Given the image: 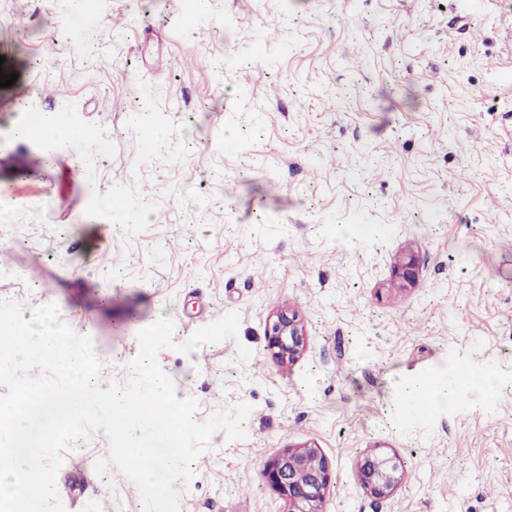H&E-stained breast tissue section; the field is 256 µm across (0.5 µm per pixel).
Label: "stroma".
Returning <instances> with one entry per match:
<instances>
[{"instance_id": "stroma-1", "label": "stroma", "mask_w": 512, "mask_h": 512, "mask_svg": "<svg viewBox=\"0 0 512 512\" xmlns=\"http://www.w3.org/2000/svg\"><path fill=\"white\" fill-rule=\"evenodd\" d=\"M0 70L30 89L0 88V297L56 304L120 383L160 318L178 343L240 318L157 355L196 421L251 407L180 512H287L264 468L303 443L332 466L324 512H512V0H0ZM39 113L80 141L18 137ZM117 186L147 220L101 207ZM283 307L308 336L289 366L265 336ZM423 381L455 393L430 423L408 405ZM373 448L403 461L387 500L358 479ZM108 454L101 432L64 453L66 512H142L96 474Z\"/></svg>"}]
</instances>
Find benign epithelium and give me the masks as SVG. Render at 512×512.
Instances as JSON below:
<instances>
[{"label": "benign epithelium", "instance_id": "7a95c632", "mask_svg": "<svg viewBox=\"0 0 512 512\" xmlns=\"http://www.w3.org/2000/svg\"><path fill=\"white\" fill-rule=\"evenodd\" d=\"M419 275V262L410 254L395 265L401 286L411 285ZM266 338L272 357L279 363L296 362L306 351L304 323L294 310L276 311L266 325ZM362 488L371 496L387 500L400 488L403 462L397 455L376 450L358 462ZM264 474L271 487L288 502V512H322L332 483L331 466L319 448L301 445L288 448L269 461Z\"/></svg>", "mask_w": 512, "mask_h": 512}]
</instances>
